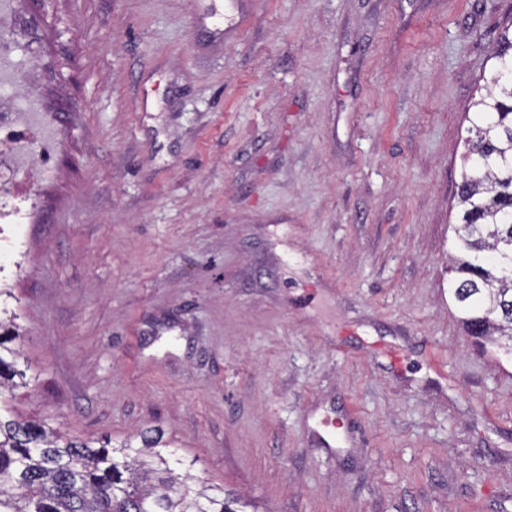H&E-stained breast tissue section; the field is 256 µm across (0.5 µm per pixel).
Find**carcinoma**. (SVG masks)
<instances>
[{"instance_id":"cac0c4a2","label":"carcinoma","mask_w":512,"mask_h":512,"mask_svg":"<svg viewBox=\"0 0 512 512\" xmlns=\"http://www.w3.org/2000/svg\"><path fill=\"white\" fill-rule=\"evenodd\" d=\"M494 57L467 116L449 288L465 331L512 357V29ZM19 329L0 319V512H257L190 473L155 428L111 443L16 415L14 390L30 386L13 346Z\"/></svg>"}]
</instances>
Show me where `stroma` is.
Instances as JSON below:
<instances>
[{
  "label": "stroma",
  "mask_w": 512,
  "mask_h": 512,
  "mask_svg": "<svg viewBox=\"0 0 512 512\" xmlns=\"http://www.w3.org/2000/svg\"><path fill=\"white\" fill-rule=\"evenodd\" d=\"M241 2L226 38L200 0H17L55 140L0 171L27 208L0 228L18 412L158 428L262 512H512V365L448 294L512 0Z\"/></svg>",
  "instance_id": "1"
}]
</instances>
